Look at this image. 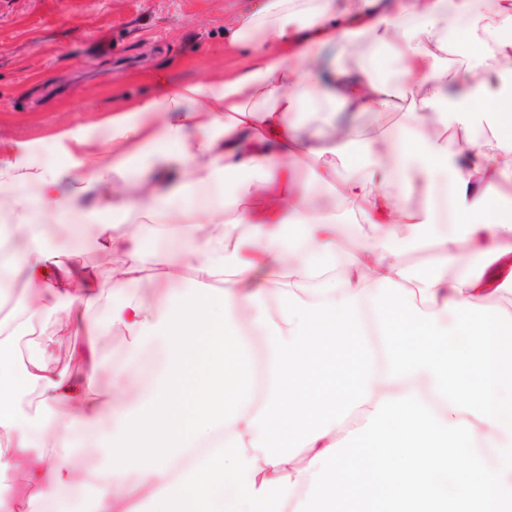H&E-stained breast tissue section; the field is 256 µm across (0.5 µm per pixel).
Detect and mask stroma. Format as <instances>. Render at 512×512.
I'll use <instances>...</instances> for the list:
<instances>
[{
  "label": "stroma",
  "mask_w": 512,
  "mask_h": 512,
  "mask_svg": "<svg viewBox=\"0 0 512 512\" xmlns=\"http://www.w3.org/2000/svg\"><path fill=\"white\" fill-rule=\"evenodd\" d=\"M254 0H0V160L42 163L81 146L64 131L106 136L105 111L159 97L156 72L172 83L203 82L248 58L227 47L234 16ZM400 113L309 112L301 126L327 145L353 126L390 156L386 131ZM351 384L344 355L324 363L303 388L312 398Z\"/></svg>",
  "instance_id": "35a3bbf8"
}]
</instances>
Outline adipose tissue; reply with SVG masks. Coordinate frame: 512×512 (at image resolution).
I'll return each instance as SVG.
<instances>
[{
  "label": "adipose tissue",
  "mask_w": 512,
  "mask_h": 512,
  "mask_svg": "<svg viewBox=\"0 0 512 512\" xmlns=\"http://www.w3.org/2000/svg\"><path fill=\"white\" fill-rule=\"evenodd\" d=\"M512 0H258L240 13L230 44L250 49L247 63L222 79L169 88L108 117L107 139L82 157L50 164L0 161V194L11 203L13 230L0 233V288L23 277L18 303L33 312L52 302L56 328L36 343L21 367L0 365V377L35 392L38 406L55 408L69 423L32 450L27 438L41 428L40 414L16 410L0 390V466L13 468L33 496L53 499V512H112L130 477L146 487L159 512H294L310 488L305 459L364 426L386 397L420 392L445 423H473L492 431L435 393V379L419 370L389 379L372 298L387 279L414 291V304L452 327L447 307L470 302L512 314V223L489 208L496 185L512 182ZM373 38L376 49L405 58L402 78L373 66L337 65L324 71L325 48ZM471 59L448 69V46ZM461 91L452 95L449 84ZM403 112L408 133L393 136L392 159L360 165L356 129L332 138L329 153L342 168L313 171L316 189L336 193L337 210L317 209L288 179V160L312 151L313 133L297 114ZM484 112L508 134L489 144L467 137L449 151L447 139L425 130L437 116L467 118ZM179 168L163 192L128 189L112 206L92 196L112 181L114 153ZM205 168L204 179L187 170ZM265 172L255 182L248 175ZM419 174L428 196L420 210L404 194ZM398 184L400 194L389 191ZM235 189L242 207L235 221L249 227L258 256L238 257L241 241L224 228V196ZM171 216L158 233L117 241L115 224L129 213ZM77 229L75 248L121 250L120 265L75 272L74 250L60 248L42 222ZM357 251L339 254L344 234ZM165 244L168 286L146 308L133 286L144 257ZM437 252L441 262L422 278L402 261L409 247ZM481 258L480 268L448 281L449 266ZM196 276L181 286L180 271ZM130 338L125 356L111 362V395L97 390L100 361L92 338L96 308ZM344 344L357 361L354 390L328 402L286 396V374L304 376L319 365L330 342ZM160 369L126 396V382L148 347ZM95 432L103 461L71 472L87 432ZM148 441V452L138 445Z\"/></svg>",
  "instance_id": "adipose-tissue-1"
}]
</instances>
